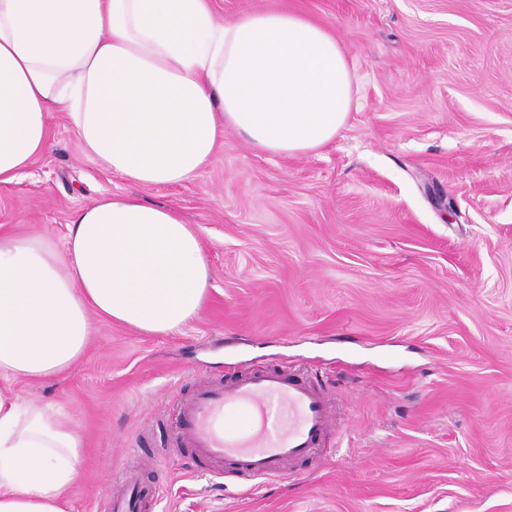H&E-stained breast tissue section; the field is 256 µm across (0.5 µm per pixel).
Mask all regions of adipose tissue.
I'll return each mask as SVG.
<instances>
[{
  "instance_id": "ef3b65f1",
  "label": "adipose tissue",
  "mask_w": 512,
  "mask_h": 512,
  "mask_svg": "<svg viewBox=\"0 0 512 512\" xmlns=\"http://www.w3.org/2000/svg\"><path fill=\"white\" fill-rule=\"evenodd\" d=\"M354 103L346 53L289 11L216 21L210 0H0V184L67 113L83 153L140 186L190 182L225 130L279 157L316 151ZM198 231L176 210L105 196L64 244L0 228V378H59L91 316L179 334L208 297ZM84 439L59 406L0 392V512H65Z\"/></svg>"
}]
</instances>
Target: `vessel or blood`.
Returning a JSON list of instances; mask_svg holds the SVG:
<instances>
[{"mask_svg":"<svg viewBox=\"0 0 512 512\" xmlns=\"http://www.w3.org/2000/svg\"><path fill=\"white\" fill-rule=\"evenodd\" d=\"M336 424L328 389L287 363L199 386L178 406L175 448L216 472L268 479L315 457Z\"/></svg>","mask_w":512,"mask_h":512,"instance_id":"vessel-or-blood-1","label":"vessel or blood"}]
</instances>
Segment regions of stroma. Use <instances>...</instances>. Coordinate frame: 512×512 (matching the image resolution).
<instances>
[{
	"mask_svg": "<svg viewBox=\"0 0 512 512\" xmlns=\"http://www.w3.org/2000/svg\"><path fill=\"white\" fill-rule=\"evenodd\" d=\"M218 22L281 8L332 33L357 93L319 151L224 133L178 186L130 184L51 148L0 185V225L63 241L131 194L201 227L208 301L181 334L94 320L66 375L0 391L67 407L83 473L66 512H109L127 463L137 512H512V0H211ZM291 361L330 384L338 432L268 481L172 451L177 395Z\"/></svg>",
	"mask_w": 512,
	"mask_h": 512,
	"instance_id": "35a3bbf8",
	"label": "stroma"
}]
</instances>
